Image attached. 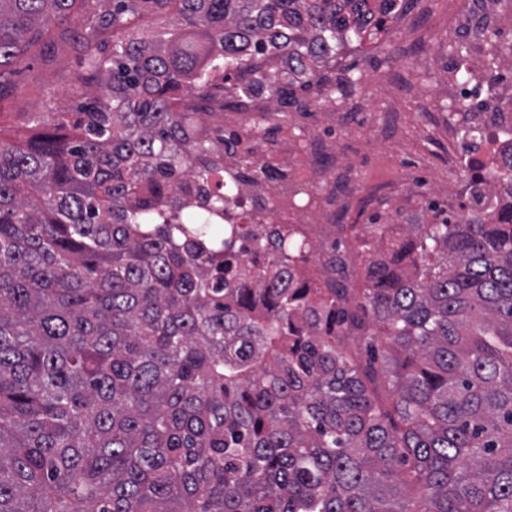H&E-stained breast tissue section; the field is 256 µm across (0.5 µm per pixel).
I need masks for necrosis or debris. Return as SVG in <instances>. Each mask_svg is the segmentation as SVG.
<instances>
[{
  "mask_svg": "<svg viewBox=\"0 0 512 512\" xmlns=\"http://www.w3.org/2000/svg\"><path fill=\"white\" fill-rule=\"evenodd\" d=\"M445 46L450 52L431 89L430 109L444 115L448 140L442 164L433 166L435 203L424 206L408 192L411 172L396 171L384 186L387 199L367 217L371 224L459 223L467 213L499 214L512 208V184L488 182L491 170L512 167V0H446ZM347 25L336 24L335 51L317 56L309 68L275 61L293 83L305 86L304 108L280 106L265 93L242 94L241 79L227 80L223 96L211 103L212 118L224 141V221L246 231L254 224H291L316 246L302 267L322 281L344 275L358 287L359 257L345 235L357 210L356 164L344 155L336 128L350 112H383L369 135L383 157L398 155L416 134L415 116L402 97L416 84V72L386 74L390 94L384 104L355 98L350 87L327 80L340 53L357 47L376 53L379 40L354 43Z\"/></svg>",
  "mask_w": 512,
  "mask_h": 512,
  "instance_id": "obj_1",
  "label": "necrosis or debris"
}]
</instances>
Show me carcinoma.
<instances>
[{"mask_svg":"<svg viewBox=\"0 0 512 512\" xmlns=\"http://www.w3.org/2000/svg\"><path fill=\"white\" fill-rule=\"evenodd\" d=\"M84 2L0 0V100ZM343 2L112 0L110 54L72 37L86 105L0 128V512H512V210L375 224L349 288L302 278L286 227L235 241L223 182L178 196L222 167L175 95L206 102L249 44L322 52ZM251 88L297 101L274 70Z\"/></svg>","mask_w":512,"mask_h":512,"instance_id":"carcinoma-1","label":"carcinoma"}]
</instances>
